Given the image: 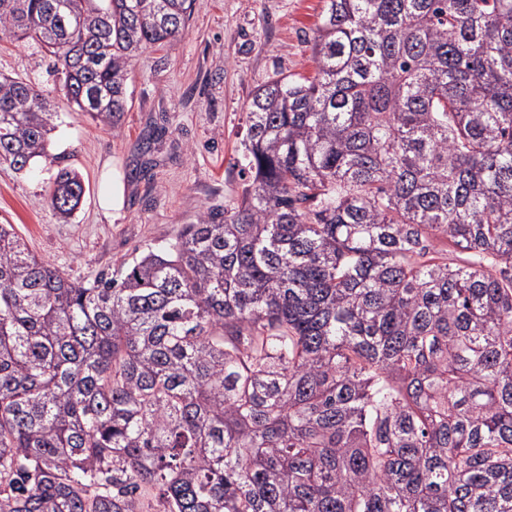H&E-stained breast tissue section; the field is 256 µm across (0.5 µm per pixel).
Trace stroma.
Masks as SVG:
<instances>
[{"label": "stroma", "instance_id": "1", "mask_svg": "<svg viewBox=\"0 0 512 512\" xmlns=\"http://www.w3.org/2000/svg\"><path fill=\"white\" fill-rule=\"evenodd\" d=\"M323 0H194L187 31L134 57L129 108L117 127L74 111L45 53L0 41V74L47 89L59 126L52 151L81 172L86 194L69 220L45 201L53 174L0 164V222L40 259L77 281L113 273L147 247L175 238L204 212L236 207L246 112L274 78L315 72L310 41ZM153 138L151 152L141 143ZM121 206L105 212L106 184Z\"/></svg>", "mask_w": 512, "mask_h": 512}]
</instances>
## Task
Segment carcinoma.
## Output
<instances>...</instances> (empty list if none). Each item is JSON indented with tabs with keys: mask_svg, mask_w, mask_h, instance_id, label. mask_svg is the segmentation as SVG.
Returning <instances> with one entry per match:
<instances>
[{
	"mask_svg": "<svg viewBox=\"0 0 512 512\" xmlns=\"http://www.w3.org/2000/svg\"><path fill=\"white\" fill-rule=\"evenodd\" d=\"M193 0H0L115 127ZM236 208L69 279L0 224V512H512V0H325ZM57 113L0 77V161ZM86 193L57 170L47 203Z\"/></svg>",
	"mask_w": 512,
	"mask_h": 512,
	"instance_id": "carcinoma-1",
	"label": "carcinoma"
}]
</instances>
